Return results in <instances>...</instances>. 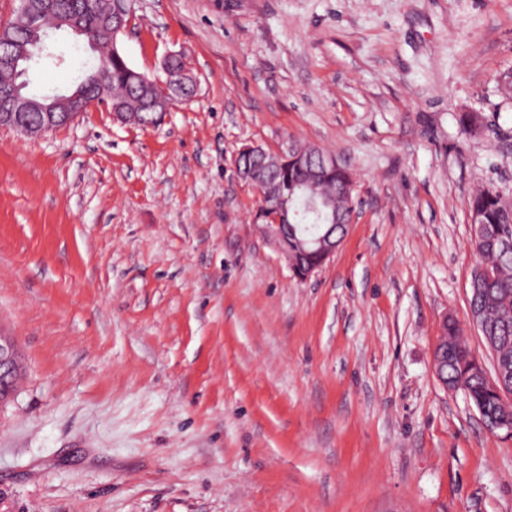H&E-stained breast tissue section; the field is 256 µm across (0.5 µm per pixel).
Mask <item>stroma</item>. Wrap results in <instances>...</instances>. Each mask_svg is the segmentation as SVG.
Returning <instances> with one entry per match:
<instances>
[{
  "label": "stroma",
  "instance_id": "1",
  "mask_svg": "<svg viewBox=\"0 0 512 512\" xmlns=\"http://www.w3.org/2000/svg\"><path fill=\"white\" fill-rule=\"evenodd\" d=\"M117 47L160 80L180 55L193 96L0 127V512H512V438L432 371L448 319L492 364L468 200L512 204V0H134ZM94 62L60 34L27 90ZM292 142L355 185L305 280L234 172ZM18 377L16 340L14 336L0 332V385L12 384Z\"/></svg>",
  "mask_w": 512,
  "mask_h": 512
}]
</instances>
